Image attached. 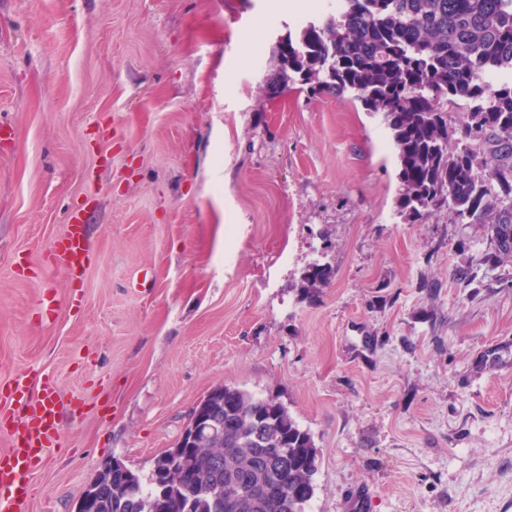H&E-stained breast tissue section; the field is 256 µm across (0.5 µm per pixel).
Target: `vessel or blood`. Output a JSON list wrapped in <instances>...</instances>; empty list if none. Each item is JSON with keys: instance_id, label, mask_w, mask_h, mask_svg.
Returning <instances> with one entry per match:
<instances>
[{"instance_id": "vessel-or-blood-1", "label": "vessel or blood", "mask_w": 512, "mask_h": 512, "mask_svg": "<svg viewBox=\"0 0 512 512\" xmlns=\"http://www.w3.org/2000/svg\"><path fill=\"white\" fill-rule=\"evenodd\" d=\"M55 258L72 282H80L88 266L89 239L80 215H71L55 243ZM17 416L10 430L11 447L0 455V512H28L31 478L57 447L61 434L59 398L54 382L40 380L32 398L26 384L13 383L7 395Z\"/></svg>"}]
</instances>
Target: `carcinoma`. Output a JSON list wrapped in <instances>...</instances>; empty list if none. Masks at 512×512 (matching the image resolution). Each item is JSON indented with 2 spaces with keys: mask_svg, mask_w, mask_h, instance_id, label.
<instances>
[{
  "mask_svg": "<svg viewBox=\"0 0 512 512\" xmlns=\"http://www.w3.org/2000/svg\"><path fill=\"white\" fill-rule=\"evenodd\" d=\"M277 80L348 93L383 114L399 161V204L413 218L449 209L485 224L496 260L512 258V0H341L279 43ZM464 112L458 127L448 108ZM148 478L107 463L76 512H308L318 449L274 397L224 385Z\"/></svg>",
  "mask_w": 512,
  "mask_h": 512,
  "instance_id": "1",
  "label": "carcinoma"
}]
</instances>
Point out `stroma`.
Masks as SVG:
<instances>
[{
    "mask_svg": "<svg viewBox=\"0 0 512 512\" xmlns=\"http://www.w3.org/2000/svg\"><path fill=\"white\" fill-rule=\"evenodd\" d=\"M318 3L0 0V384L84 399L28 512H75L114 459L148 475L220 385L312 434L310 512H512V262L400 213L382 114L276 82ZM78 207L71 309L50 248Z\"/></svg>",
    "mask_w": 512,
    "mask_h": 512,
    "instance_id": "1",
    "label": "stroma"
}]
</instances>
